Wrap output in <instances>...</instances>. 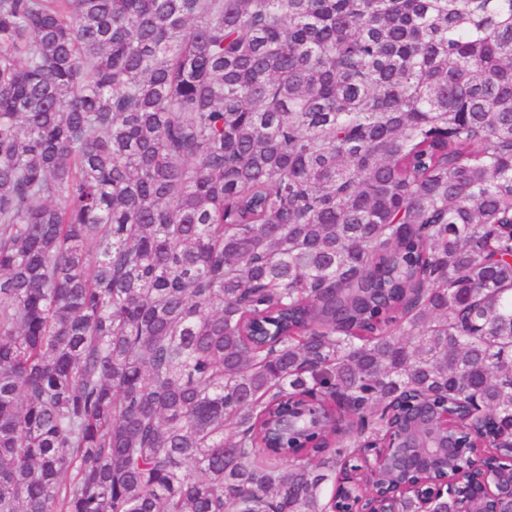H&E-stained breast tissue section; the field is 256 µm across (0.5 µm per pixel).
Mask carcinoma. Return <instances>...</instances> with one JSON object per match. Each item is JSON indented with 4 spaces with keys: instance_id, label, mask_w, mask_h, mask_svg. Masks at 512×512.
<instances>
[{
    "instance_id": "cac0c4a2",
    "label": "carcinoma",
    "mask_w": 512,
    "mask_h": 512,
    "mask_svg": "<svg viewBox=\"0 0 512 512\" xmlns=\"http://www.w3.org/2000/svg\"><path fill=\"white\" fill-rule=\"evenodd\" d=\"M503 224L512 0H0V512H330L405 394L507 447Z\"/></svg>"
}]
</instances>
